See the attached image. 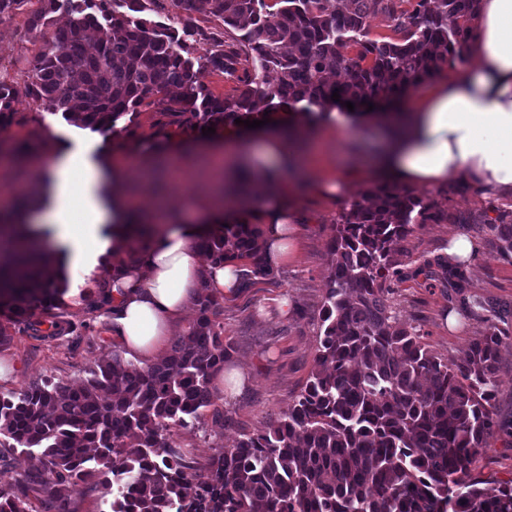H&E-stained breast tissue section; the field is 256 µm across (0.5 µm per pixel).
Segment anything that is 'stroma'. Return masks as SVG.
<instances>
[{"label":"stroma","mask_w":512,"mask_h":512,"mask_svg":"<svg viewBox=\"0 0 512 512\" xmlns=\"http://www.w3.org/2000/svg\"><path fill=\"white\" fill-rule=\"evenodd\" d=\"M41 37L29 33L25 15L0 23V68L23 77L27 63L38 52ZM18 124L0 127V143L28 136L48 140L64 148L90 150L93 159L121 163L111 132L94 131L64 118L62 114L33 111L28 103L17 106ZM183 151L168 180L158 182L152 191L140 189L139 176H131L125 189L139 195L142 206L154 197L173 199L171 217L180 219L197 197L211 193L215 182L210 175L211 150L195 144L191 129H183ZM375 126L348 130L329 141L327 147L341 165L368 161L380 146ZM43 175V154L35 152L24 164L0 154V195L26 190ZM369 181L353 183L333 199L318 197L299 188L300 213L304 232L296 257L275 270L273 276L256 278L233 299H220L218 320L224 327V340L231 346L227 368H239L248 380L239 392L214 388V408L205 411L200 424L171 427L168 436L188 460L204 464L221 449L231 447L240 434L260 430L269 418L287 410L305 386L313 367L318 333L319 310L330 272L328 244L335 234L339 216L347 201L365 192ZM423 198L451 204L467 216L464 224H419L405 244L400 258V274L391 283L388 302L400 323L416 327L429 349L438 357L455 359L474 340L483 336L488 323H495L506 334L502 346L499 381L494 401L499 420H512V261L482 250L491 234L483 215L489 205L476 190L449 197L447 187L426 190ZM464 234L478 243L473 258L463 261L471 294L484 298L486 306L461 307L451 299L450 289L427 284L422 273L428 262L447 254L452 236ZM67 290L58 310L69 331L55 338L34 339L14 333L9 345L0 347V362L10 372L0 379V394L18 392L28 385L51 380L69 385L86 379L91 368L111 356L118 346L112 339V308L98 306L99 269L67 267ZM288 297L290 308L281 312L280 297ZM223 422H215L214 413ZM484 476L498 480L512 478V438L500 435L490 439L478 460Z\"/></svg>","instance_id":"stroma-1"}]
</instances>
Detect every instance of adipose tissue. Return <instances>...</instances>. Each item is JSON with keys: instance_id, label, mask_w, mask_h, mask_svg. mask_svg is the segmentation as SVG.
I'll return each instance as SVG.
<instances>
[{"instance_id": "obj_1", "label": "adipose tissue", "mask_w": 512, "mask_h": 512, "mask_svg": "<svg viewBox=\"0 0 512 512\" xmlns=\"http://www.w3.org/2000/svg\"><path fill=\"white\" fill-rule=\"evenodd\" d=\"M472 27L474 38L459 60L413 99L396 135L370 164H328L311 184L315 194L330 198L365 179L431 190L460 178L486 199L512 200V0H478ZM258 132L266 165L256 171L249 197L229 209L216 199L197 202L183 220L153 225L140 244L129 224L130 206L104 189L106 182H122L127 168L146 164L138 144L123 143L126 164L109 173L81 149L53 152L46 181L34 184L33 196L46 202L42 223L72 264L97 260L101 228L111 225L113 257L104 266L112 273V333L127 357H155L202 287L236 295L237 263L207 260L203 248L215 225L260 220V247L270 267L293 259L297 200L291 186L278 193L268 186L281 182L283 167L302 174L306 163L279 132L265 125Z\"/></svg>"}]
</instances>
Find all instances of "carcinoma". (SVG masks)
Returning a JSON list of instances; mask_svg holds the SVG:
<instances>
[{"instance_id":"carcinoma-1","label":"carcinoma","mask_w":512,"mask_h":512,"mask_svg":"<svg viewBox=\"0 0 512 512\" xmlns=\"http://www.w3.org/2000/svg\"><path fill=\"white\" fill-rule=\"evenodd\" d=\"M38 7L26 10L32 2ZM157 0H0V23L28 12L40 33L60 9L66 26L43 40L18 82L0 71V127L23 99L96 131L158 109L157 125L220 126L283 105L313 118L331 102L395 106L443 70L472 40L477 0H169L166 21L147 11ZM204 12L241 32L237 45L195 56L198 33L182 14ZM387 18L392 37L371 35ZM96 48L86 49L89 35ZM252 68L238 69L241 61ZM224 73L238 93L213 95L203 78ZM276 74L273 83L267 74ZM24 200L0 211V233L22 225ZM459 219L449 209L376 184L346 202L328 245L330 273L320 309L314 365L288 409L244 433L205 464L188 462L164 435L201 421L230 345L208 292L198 316L168 354L140 367L120 354L99 362L75 386L33 383L0 395V447L36 450L43 466L15 488H0V512H56L70 485L94 491L126 476L112 512H512V479L485 478L477 462L487 440L512 430L494 411L500 347L490 323L455 360L401 325L387 295L399 256L417 224ZM486 252L512 259V210L486 219ZM212 256L247 260L241 277L272 276L257 231L224 224L205 240ZM440 257L427 276L451 281L469 304L465 279ZM29 250L0 251V315L55 336L62 275Z\"/></svg>"}]
</instances>
